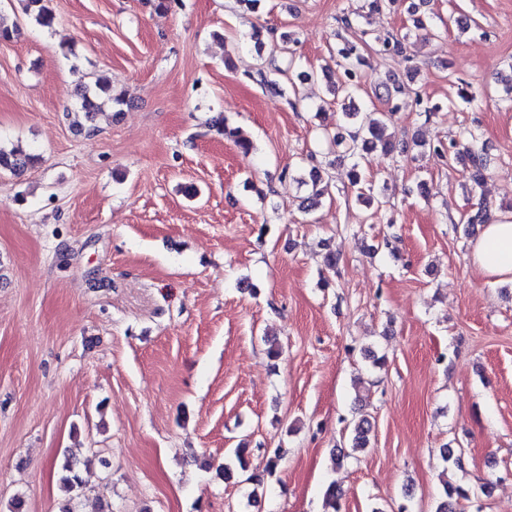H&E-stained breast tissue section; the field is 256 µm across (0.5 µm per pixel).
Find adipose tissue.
Segmentation results:
<instances>
[{
	"label": "adipose tissue",
	"instance_id": "adipose-tissue-1",
	"mask_svg": "<svg viewBox=\"0 0 512 512\" xmlns=\"http://www.w3.org/2000/svg\"><path fill=\"white\" fill-rule=\"evenodd\" d=\"M473 264L489 280L512 279V219L483 225L471 245Z\"/></svg>",
	"mask_w": 512,
	"mask_h": 512
}]
</instances>
